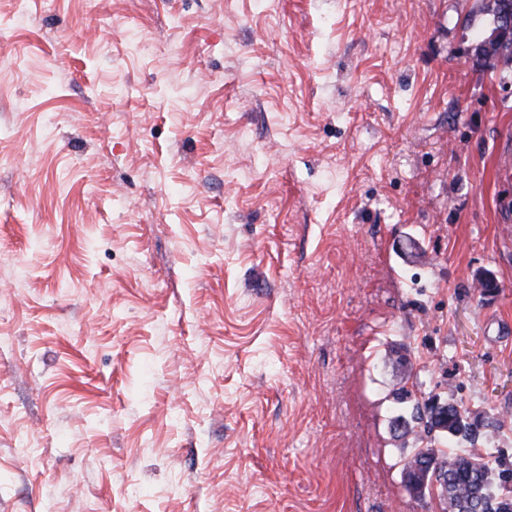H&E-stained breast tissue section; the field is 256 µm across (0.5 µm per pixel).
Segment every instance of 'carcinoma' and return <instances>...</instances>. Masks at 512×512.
Instances as JSON below:
<instances>
[{
    "instance_id": "obj_1",
    "label": "carcinoma",
    "mask_w": 512,
    "mask_h": 512,
    "mask_svg": "<svg viewBox=\"0 0 512 512\" xmlns=\"http://www.w3.org/2000/svg\"><path fill=\"white\" fill-rule=\"evenodd\" d=\"M485 9L492 15L497 31L502 13L512 11V0H486ZM475 51L478 57L487 59L497 54L504 69L512 67V39L504 42L497 34L477 44ZM407 399L405 390L393 393V401L398 404L394 419L409 422L405 433L420 439L432 435L438 443H428L425 450L413 449L404 466L425 458L441 465L440 486L448 512H512V491L507 487L512 482V469L491 466L483 457L470 453L468 446L478 440L479 434L467 422V416L453 404L444 415L423 413L417 405L407 409L403 407Z\"/></svg>"
}]
</instances>
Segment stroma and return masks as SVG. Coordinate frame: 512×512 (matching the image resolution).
Wrapping results in <instances>:
<instances>
[{
	"mask_svg": "<svg viewBox=\"0 0 512 512\" xmlns=\"http://www.w3.org/2000/svg\"><path fill=\"white\" fill-rule=\"evenodd\" d=\"M492 27L482 0H0V512H439L403 484L402 386L512 466Z\"/></svg>",
	"mask_w": 512,
	"mask_h": 512,
	"instance_id": "1",
	"label": "stroma"
}]
</instances>
